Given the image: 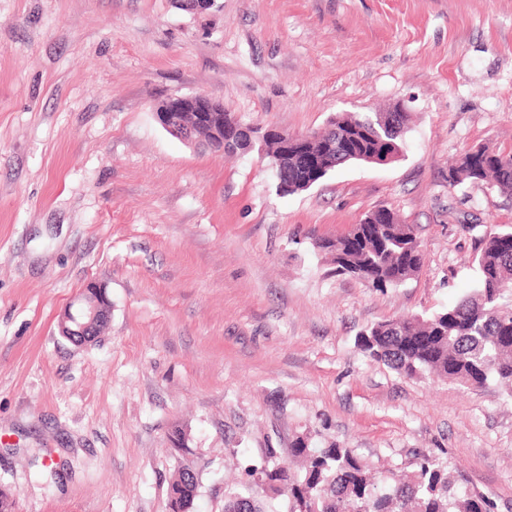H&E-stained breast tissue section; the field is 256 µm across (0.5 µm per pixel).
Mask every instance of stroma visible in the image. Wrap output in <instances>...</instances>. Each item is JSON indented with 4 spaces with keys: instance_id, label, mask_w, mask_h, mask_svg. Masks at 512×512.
Wrapping results in <instances>:
<instances>
[{
    "instance_id": "35a3bbf8",
    "label": "stroma",
    "mask_w": 512,
    "mask_h": 512,
    "mask_svg": "<svg viewBox=\"0 0 512 512\" xmlns=\"http://www.w3.org/2000/svg\"><path fill=\"white\" fill-rule=\"evenodd\" d=\"M203 94L291 134L401 105L392 163H351L288 196L257 153L222 157L157 122ZM512 153V0H0V487L15 512H193L299 434L378 470L446 458L512 512V395L371 362L355 341L475 286L471 224L512 227V196L448 184L465 149ZM388 208L421 272L383 291L333 273L314 236ZM91 280L112 315L60 336ZM182 428L184 447L171 433ZM54 471H46V463ZM196 477L188 471H178L177 476L171 482L168 489L167 505L168 512H190L196 496Z\"/></svg>"
}]
</instances>
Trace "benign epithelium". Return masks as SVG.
I'll return each mask as SVG.
<instances>
[{
    "instance_id": "benign-epithelium-1",
    "label": "benign epithelium",
    "mask_w": 512,
    "mask_h": 512,
    "mask_svg": "<svg viewBox=\"0 0 512 512\" xmlns=\"http://www.w3.org/2000/svg\"><path fill=\"white\" fill-rule=\"evenodd\" d=\"M154 115L169 134L186 144L195 142V129L204 128L214 142L239 145L246 152L255 149L262 159L265 158L264 141L275 133L272 128L261 132L233 116L224 115V109L203 94L168 97L154 107ZM187 115L191 116L188 123L184 120ZM111 312L106 286L89 281L60 313L59 334L70 337L75 345L91 343L95 340V329L109 321Z\"/></svg>"
}]
</instances>
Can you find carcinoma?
<instances>
[{"label":"carcinoma","mask_w":512,"mask_h":512,"mask_svg":"<svg viewBox=\"0 0 512 512\" xmlns=\"http://www.w3.org/2000/svg\"><path fill=\"white\" fill-rule=\"evenodd\" d=\"M385 126L402 146L410 113L371 112L341 114L330 125L327 138L313 142L314 150L328 144L335 132L359 130L364 146L375 143L361 130L368 121ZM481 169L472 168L461 155L448 169V186L464 182L486 184L512 195V154L485 147ZM324 175L307 174L288 156L281 181L292 195L307 190V182L319 183ZM378 211L365 216L346 233L322 237L316 247L329 255L339 275L359 274L370 288H395L420 272L421 245L408 224L392 217L389 224H373ZM474 262L478 271L475 288L457 304L428 316L384 321L365 329L356 345L370 360L407 377L435 374L465 387L482 388L490 382L512 385V229L492 227L478 239ZM291 456L300 464L295 471L277 462V451L267 449L260 465L244 470V477L224 491V512H270L269 494L288 491L289 512H494L483 494L458 484L448 462L427 453L417 457L416 467L401 477L376 475L350 448L333 444L314 448L311 438L296 437ZM262 478L264 486L255 484ZM196 477L178 472L168 489L169 512H190L196 496Z\"/></svg>","instance_id":"carcinoma-1"}]
</instances>
